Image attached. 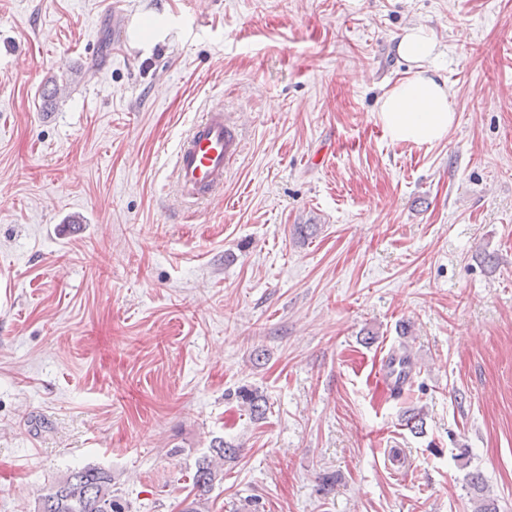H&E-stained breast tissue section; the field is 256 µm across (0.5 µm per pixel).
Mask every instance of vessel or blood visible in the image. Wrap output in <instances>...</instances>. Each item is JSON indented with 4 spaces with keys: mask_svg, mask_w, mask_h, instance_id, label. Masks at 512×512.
<instances>
[{
    "mask_svg": "<svg viewBox=\"0 0 512 512\" xmlns=\"http://www.w3.org/2000/svg\"><path fill=\"white\" fill-rule=\"evenodd\" d=\"M240 150L236 125L225 116L223 108H206L174 153L173 181L178 195L186 200L208 199L223 186L227 168ZM379 375L397 391L409 381L392 360L382 361Z\"/></svg>",
    "mask_w": 512,
    "mask_h": 512,
    "instance_id": "b4317fda",
    "label": "vessel or blood"
}]
</instances>
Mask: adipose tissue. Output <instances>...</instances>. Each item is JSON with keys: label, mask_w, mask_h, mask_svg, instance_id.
Listing matches in <instances>:
<instances>
[{"label": "adipose tissue", "mask_w": 512, "mask_h": 512, "mask_svg": "<svg viewBox=\"0 0 512 512\" xmlns=\"http://www.w3.org/2000/svg\"><path fill=\"white\" fill-rule=\"evenodd\" d=\"M392 50L408 63L407 76L394 83L376 103L375 120L390 139L418 146L444 140L455 122L448 84L439 73L438 45L422 25L405 28Z\"/></svg>", "instance_id": "adipose-tissue-1"}]
</instances>
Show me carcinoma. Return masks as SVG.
<instances>
[{"instance_id":"obj_1","label":"carcinoma","mask_w":512,"mask_h":512,"mask_svg":"<svg viewBox=\"0 0 512 512\" xmlns=\"http://www.w3.org/2000/svg\"><path fill=\"white\" fill-rule=\"evenodd\" d=\"M239 398L252 416L265 414L266 400L259 392L242 390ZM237 453V448L222 440L212 443L211 454L197 460L192 483L193 499L184 512H208V494L214 483L223 479L224 458L234 457ZM106 503L112 512H126V505L112 491V472L88 466L56 479L39 499L35 512H102L101 507Z\"/></svg>"}]
</instances>
